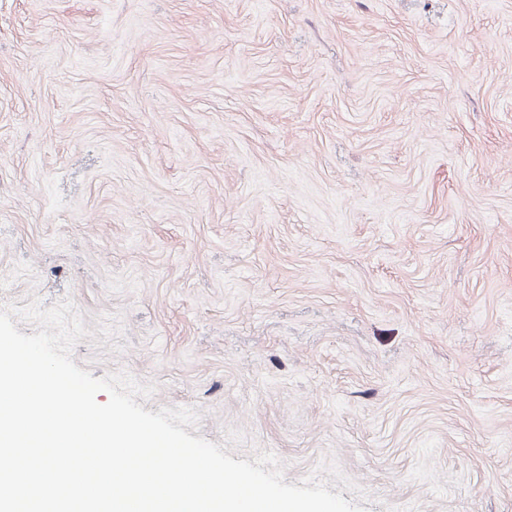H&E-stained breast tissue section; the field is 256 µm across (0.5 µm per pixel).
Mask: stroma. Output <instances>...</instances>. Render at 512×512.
I'll return each instance as SVG.
<instances>
[{
  "instance_id": "obj_1",
  "label": "stroma",
  "mask_w": 512,
  "mask_h": 512,
  "mask_svg": "<svg viewBox=\"0 0 512 512\" xmlns=\"http://www.w3.org/2000/svg\"><path fill=\"white\" fill-rule=\"evenodd\" d=\"M365 512H512V0H0V307Z\"/></svg>"
}]
</instances>
